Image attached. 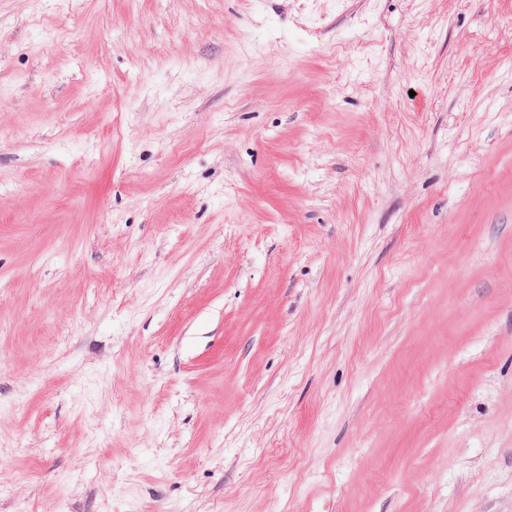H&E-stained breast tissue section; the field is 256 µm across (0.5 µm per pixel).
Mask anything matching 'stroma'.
I'll return each instance as SVG.
<instances>
[{
    "label": "stroma",
    "mask_w": 512,
    "mask_h": 512,
    "mask_svg": "<svg viewBox=\"0 0 512 512\" xmlns=\"http://www.w3.org/2000/svg\"><path fill=\"white\" fill-rule=\"evenodd\" d=\"M0 512H512V0H0Z\"/></svg>",
    "instance_id": "35a3bbf8"
}]
</instances>
